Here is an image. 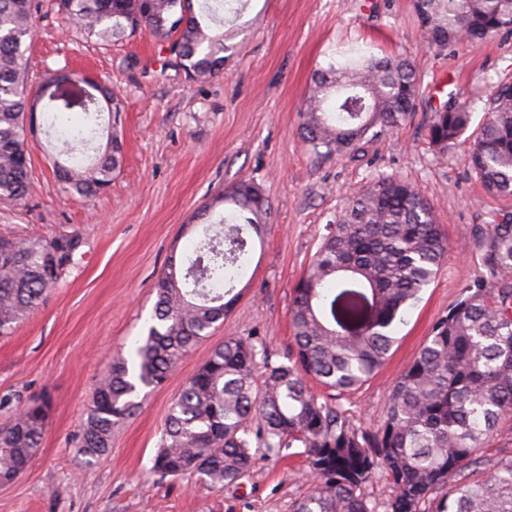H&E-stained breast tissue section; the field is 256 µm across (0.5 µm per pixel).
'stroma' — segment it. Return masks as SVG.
I'll return each mask as SVG.
<instances>
[{"mask_svg":"<svg viewBox=\"0 0 512 512\" xmlns=\"http://www.w3.org/2000/svg\"><path fill=\"white\" fill-rule=\"evenodd\" d=\"M224 7L237 48L219 76L186 82L164 69L148 35L101 47L74 43L61 20L40 14L28 44L30 74L68 68L112 88L125 106L124 162L110 188L86 201L65 194L54 151L33 148L34 183L22 203L0 200V233L78 232L85 256L67 267L47 301L0 337V424L30 398L51 400L36 460L0 486V512H292L310 489L300 457L262 459L238 489L216 491L191 477H153L171 401L227 336L260 340L275 359L292 346L288 308L326 224L349 198L383 175L410 182L429 200L448 236V254L420 301L404 315L384 366L340 403L353 421L377 428L390 389L413 362L436 320L479 276L470 225L499 202L468 171V138L433 157L425 117L449 94L483 100L512 78V36L447 51L428 48L412 0H247ZM356 46L413 60L420 79L414 116L391 134L367 137L355 154L320 160L298 130L312 77ZM132 66H123V59ZM253 178L271 204L261 243L234 281L239 299L223 325L196 346L164 386L112 437L110 452L80 464L72 438L112 356L144 332L154 284L170 258L184 260L203 234L201 210L224 187Z\"/></svg>","mask_w":512,"mask_h":512,"instance_id":"1","label":"stroma"}]
</instances>
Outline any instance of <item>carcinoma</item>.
Returning <instances> with one entry per match:
<instances>
[{
	"label": "carcinoma",
	"instance_id": "1",
	"mask_svg": "<svg viewBox=\"0 0 512 512\" xmlns=\"http://www.w3.org/2000/svg\"><path fill=\"white\" fill-rule=\"evenodd\" d=\"M48 4L69 32L116 44L148 34L167 53L166 66L188 80L224 70L232 51L224 33V0H0V200L21 201L32 186V145L26 42L31 21ZM427 45L445 51L463 42L512 35V0H413ZM419 80L404 58L350 49L320 70L304 108L300 133L310 152L350 155L368 135L398 130L415 112ZM86 117L119 116L112 88L95 84L79 106ZM476 101L454 93L427 117L433 156L471 132L467 164L492 196L512 198V82L500 80L483 102L485 119L470 129ZM79 129L52 146L59 156L85 152ZM124 160L116 125L106 143L78 168L55 162L65 192L93 198L112 184ZM235 213L220 220L243 226L193 244L184 268L171 266L154 286L156 301L143 336L114 358L95 389L75 435L87 463L112 448L114 430L136 414L143 390L161 387L192 349L211 336L238 295L231 283L271 208L259 183L241 180L206 204ZM469 233L481 275L432 326L414 361L393 385L385 416L364 429L335 402L359 390L397 343L401 313L436 277L448 245L433 205L396 177L377 176L328 225L306 273L292 290L293 348L283 361L248 336H226L171 402L151 472L194 476L213 490L235 488L261 458L299 456L312 490L293 512H378L363 489L384 477L393 495L384 512H512V457L480 464L485 440L512 419V209L488 213ZM78 234L52 238L0 235V336L13 333L59 279L48 269L74 260ZM316 380L327 395L315 392ZM50 402L29 400L0 426V481L22 476L42 443ZM429 505V510L422 506Z\"/></svg>",
	"mask_w": 512,
	"mask_h": 512
}]
</instances>
